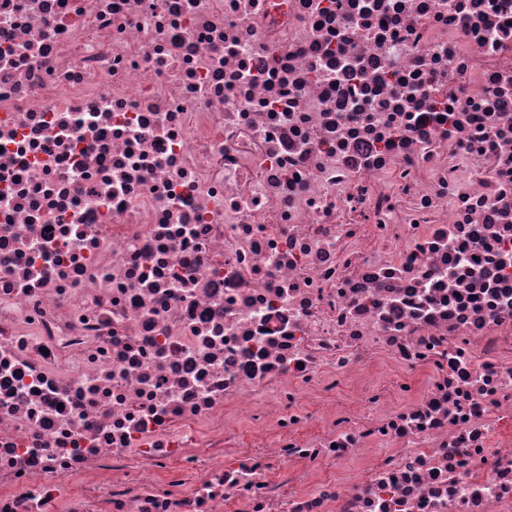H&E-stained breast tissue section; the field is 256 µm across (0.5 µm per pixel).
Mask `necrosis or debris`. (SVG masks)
Instances as JSON below:
<instances>
[{"mask_svg":"<svg viewBox=\"0 0 512 512\" xmlns=\"http://www.w3.org/2000/svg\"><path fill=\"white\" fill-rule=\"evenodd\" d=\"M0 512H512V0H0Z\"/></svg>","mask_w":512,"mask_h":512,"instance_id":"necrosis-or-debris-1","label":"necrosis or debris"}]
</instances>
